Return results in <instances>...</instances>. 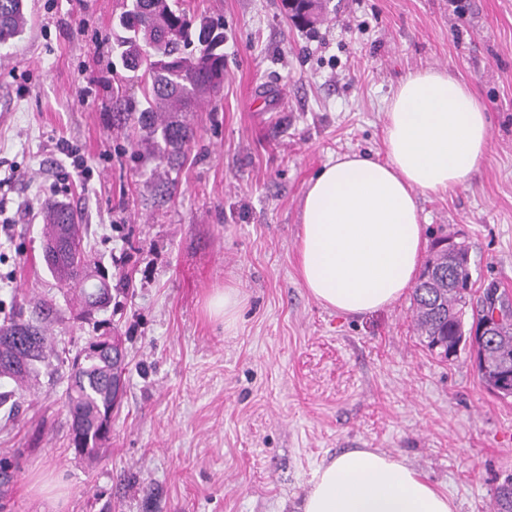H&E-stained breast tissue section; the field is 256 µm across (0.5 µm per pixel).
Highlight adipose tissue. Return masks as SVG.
<instances>
[{
  "mask_svg": "<svg viewBox=\"0 0 512 512\" xmlns=\"http://www.w3.org/2000/svg\"><path fill=\"white\" fill-rule=\"evenodd\" d=\"M489 141L486 108L464 81L432 67L408 74L386 107L384 159L339 155L304 192L296 263L309 295L348 316L399 301L426 248L419 194L465 185ZM298 512H455V503L405 458L362 448L319 465Z\"/></svg>",
  "mask_w": 512,
  "mask_h": 512,
  "instance_id": "ef3b65f1",
  "label": "adipose tissue"
}]
</instances>
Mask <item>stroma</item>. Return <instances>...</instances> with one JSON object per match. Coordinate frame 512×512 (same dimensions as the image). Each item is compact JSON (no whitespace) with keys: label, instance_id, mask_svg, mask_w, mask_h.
Instances as JSON below:
<instances>
[{"label":"stroma","instance_id":"35a3bbf8","mask_svg":"<svg viewBox=\"0 0 512 512\" xmlns=\"http://www.w3.org/2000/svg\"><path fill=\"white\" fill-rule=\"evenodd\" d=\"M224 24V86L186 113L174 187L154 179L131 115L144 80L112 51L126 0H26L0 46V303L41 321L65 360L96 335L125 355L112 431L87 460L71 444L66 383L42 369L0 416V512H294L313 470L370 448L408 459L456 512H490L512 477V399L414 330L413 297L345 316L298 280L300 204L336 155L384 157L400 81L444 67L490 117L468 183L419 195L427 239L462 233L473 287L512 299V0H329L302 31L283 0H181ZM82 215L112 287L97 323L77 317L42 257L43 211ZM245 297L235 330L215 290ZM49 484L51 495L40 493Z\"/></svg>","mask_w":512,"mask_h":512}]
</instances>
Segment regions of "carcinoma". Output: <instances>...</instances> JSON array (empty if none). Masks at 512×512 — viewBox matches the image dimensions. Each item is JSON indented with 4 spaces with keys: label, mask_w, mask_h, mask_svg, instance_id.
Here are the masks:
<instances>
[{
    "label": "carcinoma",
    "mask_w": 512,
    "mask_h": 512,
    "mask_svg": "<svg viewBox=\"0 0 512 512\" xmlns=\"http://www.w3.org/2000/svg\"><path fill=\"white\" fill-rule=\"evenodd\" d=\"M27 19L24 0H0V44L16 38ZM122 29L114 45L126 69L143 70L147 80L148 107L137 123L155 148L158 165L170 164L193 138L179 113L217 93L224 85V51L201 45L212 32L224 37L222 24L195 18L180 9L176 0H130L119 19ZM195 49L188 50V47ZM44 223L57 225L54 236L44 238V262L57 281L79 289L84 313L107 306L108 284L97 274L95 261L81 249L79 215L67 203L54 202L44 213ZM442 274L417 284L413 293L414 324L421 341L432 350L438 343L457 344L464 325L466 295L448 282V266L436 258ZM106 337L88 343L68 364L65 407L71 421L72 443L81 455L92 456L106 437L103 426H112V409L118 394L112 390V354L101 349ZM485 352L492 361L512 363V323L502 325L486 340ZM46 338L37 321L6 315L0 321V409L9 414L16 397L30 389L46 362ZM492 512H512V482L504 481L494 492Z\"/></svg>",
    "instance_id": "cac0c4a2"
}]
</instances>
